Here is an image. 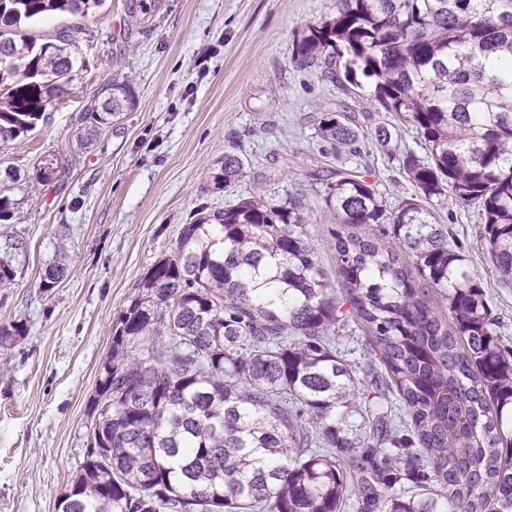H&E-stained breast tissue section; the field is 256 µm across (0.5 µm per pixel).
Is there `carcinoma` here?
<instances>
[{"mask_svg": "<svg viewBox=\"0 0 512 512\" xmlns=\"http://www.w3.org/2000/svg\"><path fill=\"white\" fill-rule=\"evenodd\" d=\"M103 2L0 0L1 142L64 104L78 63L83 28L46 41L27 29ZM291 63L415 129L424 159L373 130L414 194L389 208L362 172L334 171L324 203L343 227L340 290L301 199L256 192L198 209L113 326L91 442L59 512H512V351L436 217L450 199L476 207L480 242L512 283V0H336ZM128 101V84H104L75 117L77 150ZM352 111L318 122L336 152L366 138ZM247 167L226 153L211 180L230 188ZM36 176L62 180L58 156ZM370 224L391 225L396 242L355 232ZM24 253L17 237L0 242V288ZM69 260L45 264L40 286ZM348 313L384 370L374 399L339 348Z\"/></svg>", "mask_w": 512, "mask_h": 512, "instance_id": "carcinoma-1", "label": "carcinoma"}]
</instances>
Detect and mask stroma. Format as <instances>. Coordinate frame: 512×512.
<instances>
[{
  "instance_id": "obj_1",
  "label": "stroma",
  "mask_w": 512,
  "mask_h": 512,
  "mask_svg": "<svg viewBox=\"0 0 512 512\" xmlns=\"http://www.w3.org/2000/svg\"><path fill=\"white\" fill-rule=\"evenodd\" d=\"M128 0H106L87 17L52 16L34 26L50 37L78 25L84 66L65 104L27 136L0 146V186L13 218L1 235L22 238L26 262L0 288V326L24 336L0 343V512H56L89 443L87 404L112 328L145 272L176 246L201 206L221 209L261 188L307 206L306 231L333 283L336 218L323 201L334 170L354 167L386 188L390 205L413 188L374 140L360 154L334 153L317 134L321 110L344 95L290 63L298 31L334 12L335 0H160L134 20ZM128 82L133 103L94 145L74 149L75 114L100 87ZM249 166L234 190L210 175L230 148ZM70 159L67 176L45 186L33 177L43 154ZM21 179L7 184L6 169ZM465 249L503 347L512 349V285L503 284L479 241L476 208L438 212ZM67 277L40 287L55 252Z\"/></svg>"
}]
</instances>
